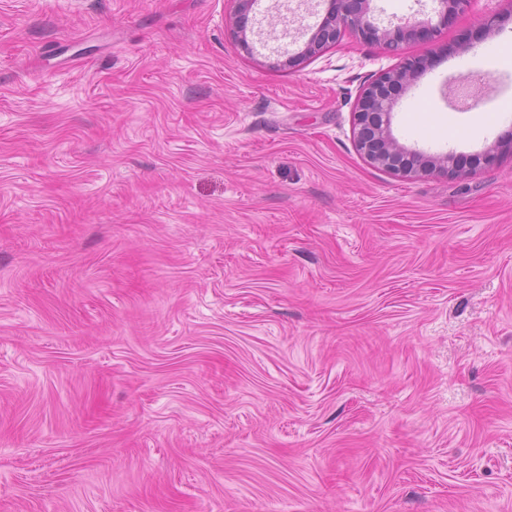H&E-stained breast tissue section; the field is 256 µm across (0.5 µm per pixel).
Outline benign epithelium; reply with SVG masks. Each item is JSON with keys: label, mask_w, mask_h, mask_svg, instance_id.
I'll return each mask as SVG.
<instances>
[{"label": "benign epithelium", "mask_w": 512, "mask_h": 512, "mask_svg": "<svg viewBox=\"0 0 512 512\" xmlns=\"http://www.w3.org/2000/svg\"><path fill=\"white\" fill-rule=\"evenodd\" d=\"M371 0H328V8L323 21L311 33L303 50L295 58L286 61L290 66L296 61L313 57L327 47L336 44L346 30L355 32L360 39L376 43L386 49L396 51L407 42L422 44L435 43L441 30L448 22L465 13L471 0H439L441 11L439 21L429 23H399L391 28H380L369 19ZM234 33L244 48H249L247 24L254 0H236ZM512 20V9L506 15L493 16L483 20L478 28L465 34L464 43L468 46L484 36L502 30V23ZM434 58L428 55H412L402 59L391 70L383 71L369 81L362 89L355 112L354 125L356 147L364 159L372 166L403 178L419 177L426 173H437L450 180H464L474 167L493 165L499 151L512 152V131L508 132L478 158L468 162L454 152L426 155L410 149L398 142L391 130L392 110L396 96L414 82L419 73L433 66ZM474 82L459 79L453 87V95L464 102V109L478 106L482 96L473 90Z\"/></svg>", "instance_id": "1"}]
</instances>
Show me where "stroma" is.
<instances>
[{"label":"stroma","instance_id":"35a3bbf8","mask_svg":"<svg viewBox=\"0 0 512 512\" xmlns=\"http://www.w3.org/2000/svg\"><path fill=\"white\" fill-rule=\"evenodd\" d=\"M511 8L449 22L401 144L512 130V69L450 93ZM325 9L256 0L244 48L235 0H0V512H512V153L369 165L360 90L424 47L288 66ZM506 19H510L512 22V8L505 16H493L484 19L479 24L478 28L464 34L465 37L463 42L465 45L473 46L476 40L480 41L484 36L490 34L491 32H500L502 30V23ZM477 77L484 80L483 75L479 74L466 76L468 80H474ZM468 80L463 78L459 79L452 89L455 98L464 102V110H472L476 108L483 97L481 95H477L475 90L472 89L476 82Z\"/></svg>","mask_w":512,"mask_h":512}]
</instances>
